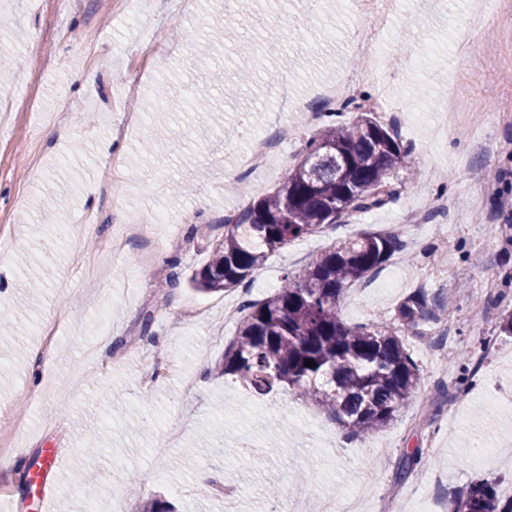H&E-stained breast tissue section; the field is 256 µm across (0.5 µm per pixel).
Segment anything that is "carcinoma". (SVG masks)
Instances as JSON below:
<instances>
[{
  "label": "carcinoma",
  "mask_w": 512,
  "mask_h": 512,
  "mask_svg": "<svg viewBox=\"0 0 512 512\" xmlns=\"http://www.w3.org/2000/svg\"><path fill=\"white\" fill-rule=\"evenodd\" d=\"M339 116L327 115L273 192L224 218V234L211 240V257L193 276L196 290L243 286L275 251L386 203L389 175L407 161L408 150L394 127L366 113L351 121ZM401 247L394 232H365L329 248L299 273H285L274 293L243 304L220 372L263 395L288 386L351 437L367 438L389 426L421 385V369L396 328L349 326L338 305L346 288L376 273ZM426 314L425 297L414 292L399 304L396 320L414 328ZM307 359L316 367L305 366ZM454 512H512V498L478 481Z\"/></svg>",
  "instance_id": "cac0c4a2"
}]
</instances>
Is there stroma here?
Listing matches in <instances>:
<instances>
[{"instance_id": "35a3bbf8", "label": "stroma", "mask_w": 512, "mask_h": 512, "mask_svg": "<svg viewBox=\"0 0 512 512\" xmlns=\"http://www.w3.org/2000/svg\"><path fill=\"white\" fill-rule=\"evenodd\" d=\"M299 15L285 0H249L237 11L199 0L179 11L151 0L139 28L128 31L117 0H0V316L15 318L0 336V426L15 425L19 447L0 465V497L13 512H127L136 500L161 498L174 512H220L215 483L237 471L238 512H272L268 485L302 486L309 512L328 496L361 498L364 512H426L454 503L477 480L512 496V336L500 330L512 311V0H427L414 18L406 0L388 13L353 14L347 0H309ZM380 31L377 69L352 70L351 37ZM179 41L125 95L130 64L142 42ZM438 45L424 67L412 53ZM353 75L364 112L394 125L410 151L396 170L393 200L347 224H333L273 254L254 281L279 285L327 247L361 232L398 233L400 252L378 273L354 284L338 312L348 325H391L398 304L419 291L428 317L401 338L422 371L420 389L387 428L347 440L333 417L282 389L248 392L217 365L227 340L205 322L183 317L185 301L217 312L258 299L251 288L194 291L188 279L208 258L224 217L273 191L320 128L317 85ZM166 84L163 151L148 153L150 129L114 140L123 113L158 111ZM456 90L455 116L442 136L415 122L407 105L442 103ZM209 111L181 106L189 96ZM279 138L266 167L247 170L239 156L254 133ZM119 159L117 184L102 168ZM82 194H73L74 185ZM433 208L423 227L404 224L422 201ZM165 209L151 240L154 260L141 266L142 244L105 264L88 282L65 246L69 224L91 216L84 250L93 254L114 225ZM177 273L170 283L169 273ZM149 333H142L144 318ZM55 321L44 347L34 325ZM497 344L485 352L487 341ZM175 360L178 372L142 385L146 366ZM197 384L183 398L180 375ZM177 441L163 460L154 449L169 431ZM269 447L262 465L244 458L241 434ZM487 442L481 458L473 450ZM70 451L43 485L22 480L47 449ZM420 449L414 472L399 478L403 453ZM215 483L200 494L195 473ZM374 482H366V472Z\"/></svg>"}]
</instances>
